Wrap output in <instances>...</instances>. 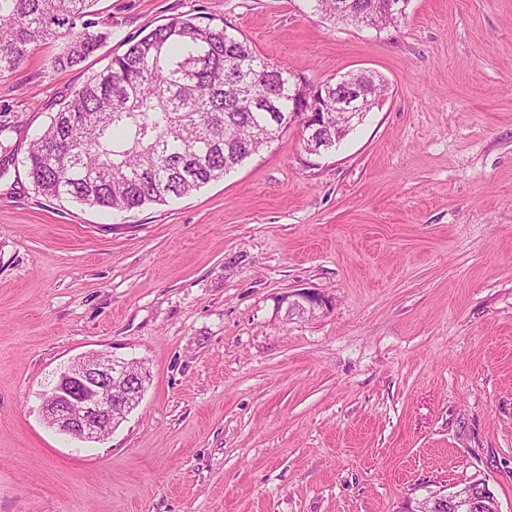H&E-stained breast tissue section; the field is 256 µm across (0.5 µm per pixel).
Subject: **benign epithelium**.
<instances>
[{
    "mask_svg": "<svg viewBox=\"0 0 512 512\" xmlns=\"http://www.w3.org/2000/svg\"><path fill=\"white\" fill-rule=\"evenodd\" d=\"M312 110L324 124L336 118V127L350 123L359 109L336 104L331 113L310 97ZM320 300L309 293L293 294L288 311L314 312ZM147 372L135 362L108 351L83 356L60 369L42 393V412L49 426L81 442H98L112 433L139 405ZM479 492L466 485L443 495L433 493L416 500L410 512H435L445 500L454 512H474Z\"/></svg>",
    "mask_w": 512,
    "mask_h": 512,
    "instance_id": "obj_1",
    "label": "benign epithelium"
}]
</instances>
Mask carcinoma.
Instances as JSON below:
<instances>
[{"instance_id":"carcinoma-1","label":"carcinoma","mask_w":512,"mask_h":512,"mask_svg":"<svg viewBox=\"0 0 512 512\" xmlns=\"http://www.w3.org/2000/svg\"><path fill=\"white\" fill-rule=\"evenodd\" d=\"M97 0H0V80L37 46H55L54 69L84 61L108 37L90 19ZM335 22L378 28L399 20L386 0H312ZM327 110L348 95L346 78L311 84ZM298 125L312 135L293 74L262 58L247 38L205 16L180 15L151 29L93 74L29 150L39 193L107 211L166 204L223 177Z\"/></svg>"}]
</instances>
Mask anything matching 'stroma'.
Wrapping results in <instances>:
<instances>
[{
  "label": "stroma",
  "instance_id": "stroma-1",
  "mask_svg": "<svg viewBox=\"0 0 512 512\" xmlns=\"http://www.w3.org/2000/svg\"><path fill=\"white\" fill-rule=\"evenodd\" d=\"M85 62L0 81V512H399L486 480L512 512V0H409L376 30L307 0H98ZM311 83L387 91L338 149L294 127L224 178L109 213L24 160L62 103L179 14ZM319 294L287 315L284 296ZM143 365L102 441L48 427L73 359Z\"/></svg>",
  "mask_w": 512,
  "mask_h": 512
}]
</instances>
